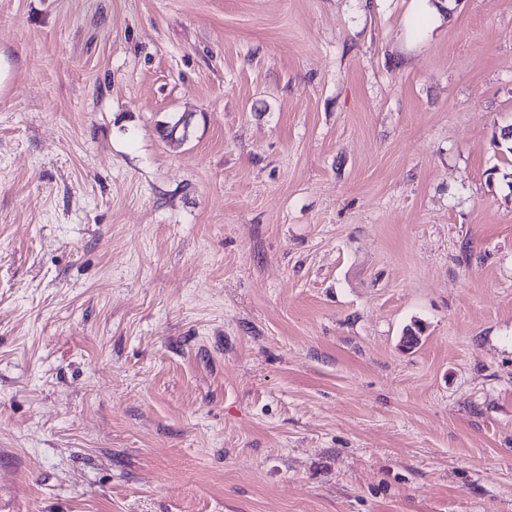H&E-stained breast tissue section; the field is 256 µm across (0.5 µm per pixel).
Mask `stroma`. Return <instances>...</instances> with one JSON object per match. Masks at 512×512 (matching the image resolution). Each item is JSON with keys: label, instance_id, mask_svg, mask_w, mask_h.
Masks as SVG:
<instances>
[{"label": "stroma", "instance_id": "35a3bbf8", "mask_svg": "<svg viewBox=\"0 0 512 512\" xmlns=\"http://www.w3.org/2000/svg\"><path fill=\"white\" fill-rule=\"evenodd\" d=\"M510 127L512 0H0L5 512H512Z\"/></svg>", "mask_w": 512, "mask_h": 512}]
</instances>
